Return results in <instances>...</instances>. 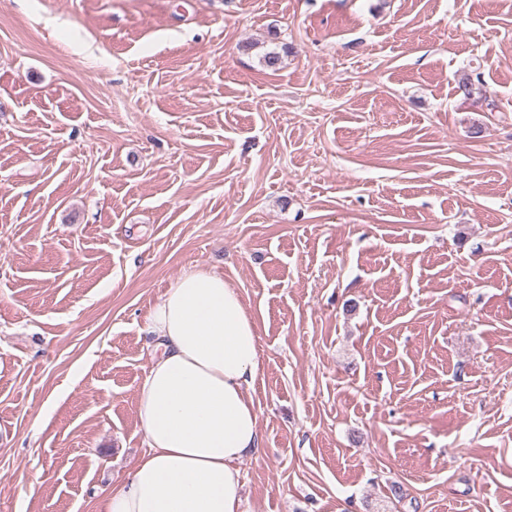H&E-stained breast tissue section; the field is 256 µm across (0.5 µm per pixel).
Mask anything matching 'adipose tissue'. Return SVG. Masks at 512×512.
Wrapping results in <instances>:
<instances>
[{
    "label": "adipose tissue",
    "mask_w": 512,
    "mask_h": 512,
    "mask_svg": "<svg viewBox=\"0 0 512 512\" xmlns=\"http://www.w3.org/2000/svg\"><path fill=\"white\" fill-rule=\"evenodd\" d=\"M145 331L161 349L137 393L147 450L94 512H242L239 465L263 450L249 394L262 370L256 319L223 274L192 268Z\"/></svg>",
    "instance_id": "1"
}]
</instances>
